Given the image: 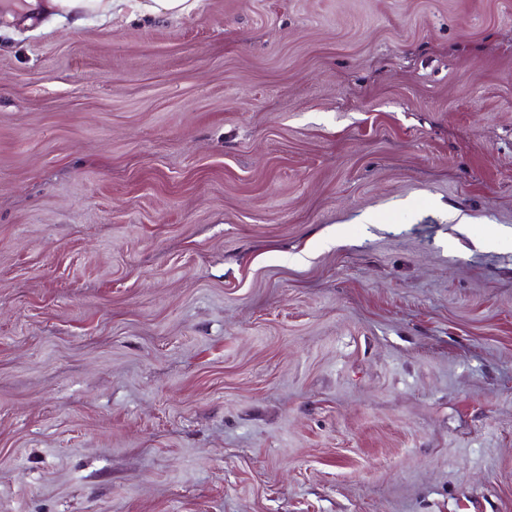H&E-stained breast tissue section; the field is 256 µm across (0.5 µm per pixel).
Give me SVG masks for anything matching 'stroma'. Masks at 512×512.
<instances>
[{"label":"stroma","mask_w":512,"mask_h":512,"mask_svg":"<svg viewBox=\"0 0 512 512\" xmlns=\"http://www.w3.org/2000/svg\"><path fill=\"white\" fill-rule=\"evenodd\" d=\"M5 2L0 512H512V0ZM38 0H28L33 7L43 12L54 10L56 13L80 14L93 13L105 16L115 8H126L130 12L148 13L157 17H177L197 8L200 0H47L38 4ZM149 1V2H144Z\"/></svg>","instance_id":"1"}]
</instances>
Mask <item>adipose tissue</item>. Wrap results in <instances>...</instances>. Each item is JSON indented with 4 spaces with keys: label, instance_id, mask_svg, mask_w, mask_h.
I'll list each match as a JSON object with an SVG mask.
<instances>
[{
    "label": "adipose tissue",
    "instance_id": "1",
    "mask_svg": "<svg viewBox=\"0 0 512 512\" xmlns=\"http://www.w3.org/2000/svg\"><path fill=\"white\" fill-rule=\"evenodd\" d=\"M200 0H47L44 11L63 14L104 15L116 8L148 13L157 17H177L197 8Z\"/></svg>",
    "mask_w": 512,
    "mask_h": 512
}]
</instances>
